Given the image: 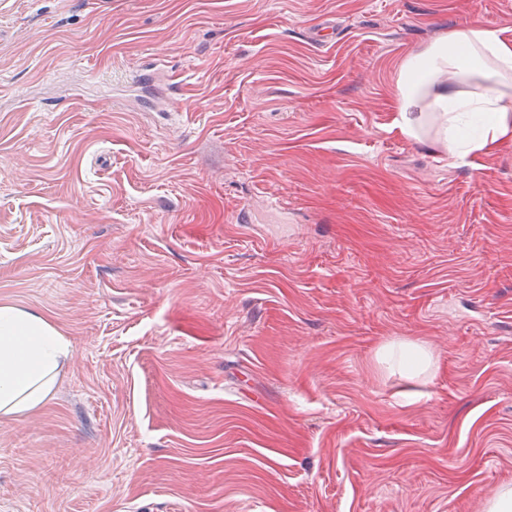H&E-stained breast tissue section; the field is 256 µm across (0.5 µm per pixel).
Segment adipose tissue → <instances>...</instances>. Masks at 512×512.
I'll return each instance as SVG.
<instances>
[{
	"instance_id": "ef3b65f1",
	"label": "adipose tissue",
	"mask_w": 512,
	"mask_h": 512,
	"mask_svg": "<svg viewBox=\"0 0 512 512\" xmlns=\"http://www.w3.org/2000/svg\"><path fill=\"white\" fill-rule=\"evenodd\" d=\"M504 32L469 24L401 63L398 125L406 136L436 133L453 158L512 136V39ZM68 355L67 339L43 316L0 305V417L19 418L43 405ZM379 359L413 376L433 364L427 349L407 341L385 343Z\"/></svg>"
}]
</instances>
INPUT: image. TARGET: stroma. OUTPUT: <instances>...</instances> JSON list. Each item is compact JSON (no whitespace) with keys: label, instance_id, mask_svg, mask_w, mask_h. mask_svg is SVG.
Masks as SVG:
<instances>
[{"label":"stroma","instance_id":"35a3bbf8","mask_svg":"<svg viewBox=\"0 0 512 512\" xmlns=\"http://www.w3.org/2000/svg\"><path fill=\"white\" fill-rule=\"evenodd\" d=\"M468 23L512 0H0V305L71 344L0 419V512L512 487V138L396 122L402 61ZM401 339L430 376L380 362Z\"/></svg>","mask_w":512,"mask_h":512}]
</instances>
